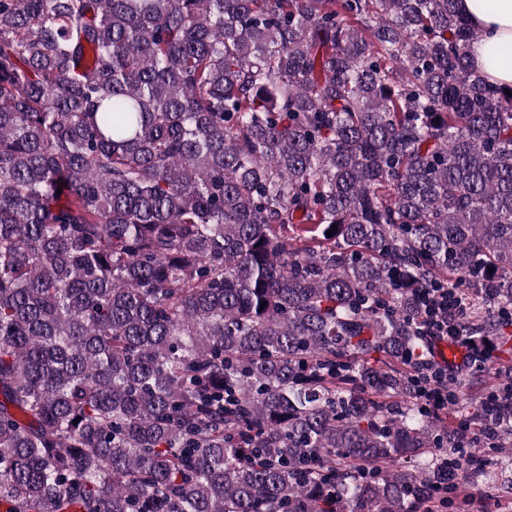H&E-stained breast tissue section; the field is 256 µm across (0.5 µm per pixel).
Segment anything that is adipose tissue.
<instances>
[{"mask_svg":"<svg viewBox=\"0 0 512 512\" xmlns=\"http://www.w3.org/2000/svg\"><path fill=\"white\" fill-rule=\"evenodd\" d=\"M458 9L481 33L469 51L471 66L491 83L512 86V59L501 54L512 45V0H458Z\"/></svg>","mask_w":512,"mask_h":512,"instance_id":"ef3b65f1","label":"adipose tissue"}]
</instances>
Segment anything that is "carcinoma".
Here are the masks:
<instances>
[{
	"label": "carcinoma",
	"instance_id": "obj_1",
	"mask_svg": "<svg viewBox=\"0 0 512 512\" xmlns=\"http://www.w3.org/2000/svg\"><path fill=\"white\" fill-rule=\"evenodd\" d=\"M478 38L456 0H0V512L438 509L417 290L512 341Z\"/></svg>",
	"mask_w": 512,
	"mask_h": 512
}]
</instances>
